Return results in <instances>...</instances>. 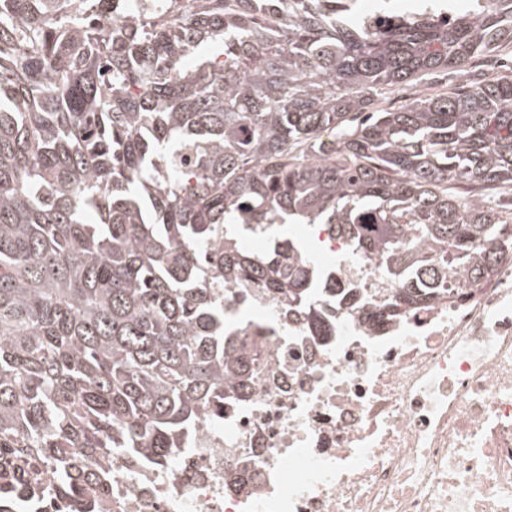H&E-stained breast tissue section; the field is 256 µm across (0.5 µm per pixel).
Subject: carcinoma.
Here are the masks:
<instances>
[{
    "label": "carcinoma",
    "instance_id": "cac0c4a2",
    "mask_svg": "<svg viewBox=\"0 0 512 512\" xmlns=\"http://www.w3.org/2000/svg\"><path fill=\"white\" fill-rule=\"evenodd\" d=\"M112 2L0 0V512L83 500L113 454L170 460L246 387L250 333L207 282L326 331L301 247L247 253L229 228L322 224L416 279L411 305L512 255L485 201L512 190V69L376 107L512 45V0L381 5L370 27L353 0H148L149 21Z\"/></svg>",
    "mask_w": 512,
    "mask_h": 512
}]
</instances>
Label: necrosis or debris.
I'll use <instances>...</instances> for the list:
<instances>
[{
  "instance_id": "1",
  "label": "necrosis or debris",
  "mask_w": 512,
  "mask_h": 512,
  "mask_svg": "<svg viewBox=\"0 0 512 512\" xmlns=\"http://www.w3.org/2000/svg\"><path fill=\"white\" fill-rule=\"evenodd\" d=\"M330 332L247 284L257 372L167 462H104L95 512H512V261L443 298L354 242L317 254Z\"/></svg>"
}]
</instances>
